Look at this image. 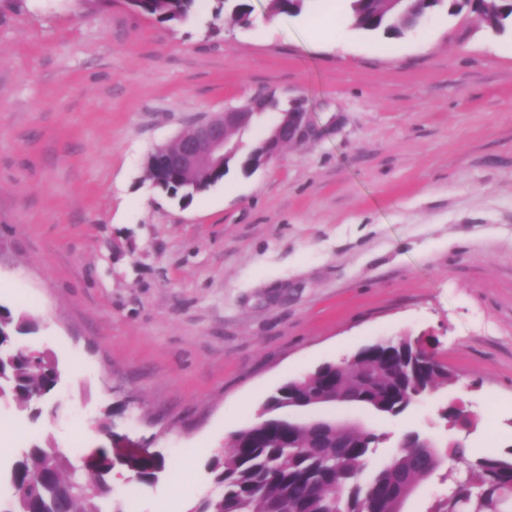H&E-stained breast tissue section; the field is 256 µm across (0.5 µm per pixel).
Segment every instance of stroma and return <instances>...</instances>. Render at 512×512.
<instances>
[{"label":"stroma","mask_w":512,"mask_h":512,"mask_svg":"<svg viewBox=\"0 0 512 512\" xmlns=\"http://www.w3.org/2000/svg\"><path fill=\"white\" fill-rule=\"evenodd\" d=\"M249 2L252 26L214 30L210 0L179 25L127 0H0V304L62 372L57 413L0 400V466L33 441L146 444L171 468L114 473L115 496L190 512L277 387L403 336L460 382L399 417L331 408L386 434L374 461L410 429L512 447V26L440 10L366 33L318 0L268 28ZM330 17L340 40L309 42ZM265 93L303 100L320 137L187 205L147 180L156 146Z\"/></svg>","instance_id":"stroma-1"}]
</instances>
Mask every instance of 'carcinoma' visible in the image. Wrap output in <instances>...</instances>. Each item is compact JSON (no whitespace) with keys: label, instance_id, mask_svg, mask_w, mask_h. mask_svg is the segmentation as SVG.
Wrapping results in <instances>:
<instances>
[{"label":"carcinoma","instance_id":"carcinoma-1","mask_svg":"<svg viewBox=\"0 0 512 512\" xmlns=\"http://www.w3.org/2000/svg\"><path fill=\"white\" fill-rule=\"evenodd\" d=\"M131 7L160 23H182L196 0H129ZM309 0H269L268 15L295 16ZM231 11L241 25L252 24L253 8L245 0H216L213 20ZM489 26L502 29L512 22V0H482ZM351 25L359 30L401 33L420 23L421 15L399 10L387 0H349ZM234 158L222 168L189 175L161 173L146 166V176L172 197L191 199L221 182ZM196 192L185 191L187 182ZM30 320L0 304V399L11 398L18 408L37 418L54 395L59 371L45 350L15 347L29 332ZM454 383L448 368L414 342L401 337L365 346L351 369L327 367L280 386L266 401L268 425H248L233 436L225 454L210 458L207 469L213 490L193 512H403L416 488L441 475L448 494L426 512H512V448L470 459L468 449L455 443L442 449L416 431L408 432L414 446L398 449L388 460L373 465L371 454L379 434L344 422L324 432L305 410L323 391L360 400L377 415H400L417 395H432ZM439 415L465 425L468 413L448 403ZM464 462L469 475H457L453 464ZM161 453L124 457L112 446L79 447L64 452L53 444L23 448L10 471L0 476V512H125L113 498L116 466L130 473L128 481H154L168 468Z\"/></svg>","mask_w":512,"mask_h":512}]
</instances>
